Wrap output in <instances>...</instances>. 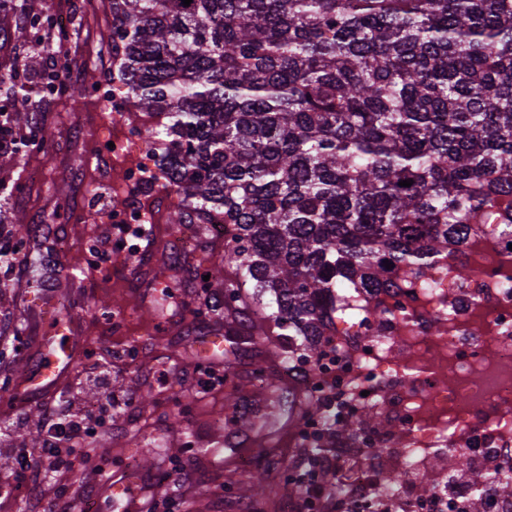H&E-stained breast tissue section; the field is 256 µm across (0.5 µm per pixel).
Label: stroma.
I'll use <instances>...</instances> for the list:
<instances>
[{"mask_svg":"<svg viewBox=\"0 0 512 512\" xmlns=\"http://www.w3.org/2000/svg\"><path fill=\"white\" fill-rule=\"evenodd\" d=\"M38 4L66 13L72 20L74 36L60 53L69 66L67 82L82 83L93 67L111 72V16L100 0H38ZM102 111V105L86 104L74 112L66 100L56 101L50 110L33 115L34 124L47 132L45 156L35 159L17 154L0 163V171L26 178L25 189L7 203L12 221L0 225V235L9 236L12 223L25 225L27 251L40 252L49 270L48 278L37 286L30 283L26 265L14 269L0 262V419L17 421L8 435L0 437V512H15L20 498L33 497L46 505L88 497L103 461L109 462L113 472L138 478L144 472L138 465L143 448L154 451L147 471L149 490L141 499L143 512H242L244 498L224 490V481L238 478L240 457L259 461L271 450L282 461L276 477L285 480L306 454L295 442L292 427L280 429L270 444L255 432H246L235 450L223 447L212 456H187L186 435L191 432L198 441L210 442L224 434V421L234 409L254 412L265 408L266 399L248 382L256 366H264L282 386L294 385L295 376L282 368L288 339L263 337L234 359L224 385L210 389L200 385L196 377L199 362L183 358L181 352L189 340L210 330L190 314L199 303L195 276L219 262L224 241L212 236L208 225L195 224L191 227L194 249L175 251L170 244L175 227L167 222L169 202L162 199L155 207L157 221L139 240V253L117 247L122 229L111 222L110 215L130 205V184L124 172L146 164L148 157L135 142L125 154L102 161L94 144L112 135L100 120ZM66 134L72 148L64 153L59 140ZM51 181L63 186L62 195L47 193ZM102 191L107 192L108 203L99 202ZM61 235L67 237L69 248L59 253L55 246ZM90 243L108 250L109 261L97 267L87 264L84 248ZM144 256L153 268H166L178 284L183 322L177 329H167V317L155 302H141L135 295L133 280ZM116 314L125 317L118 329L112 324ZM69 320L74 323L71 334L79 355L59 391L47 401L17 403L13 393L25 365L39 358L40 336ZM107 360L112 363V378L104 386L93 380L91 366ZM133 370L156 398L151 403L135 401L116 414L111 425L95 427L98 439L109 442L107 457L90 448L87 455L36 489L18 479L17 448L37 451L49 437L42 424L46 402L67 399L80 410L97 404L104 391L127 394L128 375Z\"/></svg>","mask_w":512,"mask_h":512,"instance_id":"obj_1","label":"stroma"}]
</instances>
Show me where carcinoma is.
Wrapping results in <instances>:
<instances>
[{"label": "carcinoma", "instance_id": "1", "mask_svg": "<svg viewBox=\"0 0 512 512\" xmlns=\"http://www.w3.org/2000/svg\"><path fill=\"white\" fill-rule=\"evenodd\" d=\"M108 2L121 108L165 120L139 130L156 173L132 197L173 194L171 223L224 225V305L206 296L192 315L224 320L239 348L274 327L311 352L335 325L336 294L377 297L399 267L426 273L465 224L512 226V0ZM28 27L32 44L14 42ZM66 40L34 0H0L1 158L6 141L14 154L46 153L30 120L46 99L21 75L44 79L45 55ZM106 78L59 80L58 97L85 99ZM254 379L281 407L262 368ZM377 417L367 407L345 431ZM437 460L475 487L463 512L512 494V479L465 455ZM275 470L266 458L230 485L264 512Z\"/></svg>", "mask_w": 512, "mask_h": 512}]
</instances>
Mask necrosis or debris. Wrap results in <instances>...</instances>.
Masks as SVG:
<instances>
[{
    "label": "necrosis or debris",
    "mask_w": 512,
    "mask_h": 512,
    "mask_svg": "<svg viewBox=\"0 0 512 512\" xmlns=\"http://www.w3.org/2000/svg\"><path fill=\"white\" fill-rule=\"evenodd\" d=\"M472 271L458 277V264ZM384 332L357 308L336 319L303 380L306 394L326 398L324 412L300 421L295 438L308 451L306 480L325 482L322 451L340 464L337 497L373 498L378 512H417L406 485L382 484L367 463L372 448L399 451L397 468L412 476L426 453L466 451L479 468L512 471V245L500 224L469 225L456 260H434L420 287L394 288ZM412 351L408 363L397 353ZM372 406L392 432H345Z\"/></svg>",
    "instance_id": "4bbe7bcc"
}]
</instances>
